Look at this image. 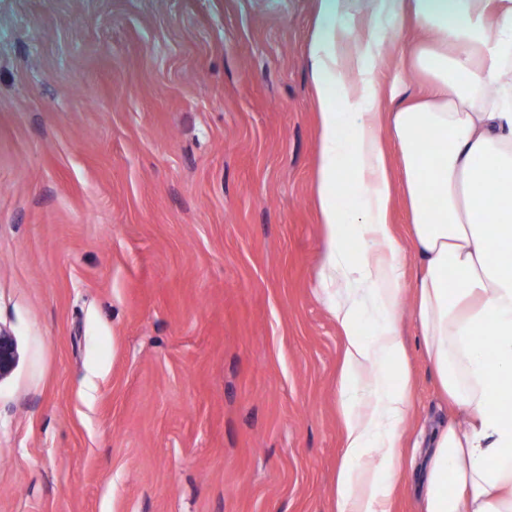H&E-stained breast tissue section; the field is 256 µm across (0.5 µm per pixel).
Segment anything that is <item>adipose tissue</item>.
Returning <instances> with one entry per match:
<instances>
[{"label":"adipose tissue","mask_w":512,"mask_h":512,"mask_svg":"<svg viewBox=\"0 0 512 512\" xmlns=\"http://www.w3.org/2000/svg\"><path fill=\"white\" fill-rule=\"evenodd\" d=\"M408 21L425 35L409 64L430 84L422 97L376 81ZM311 58L336 100L319 112L316 184L319 280L344 338L336 512H390L398 490L412 406L398 196L423 271L413 313L452 409L423 512H512V0H322Z\"/></svg>","instance_id":"obj_1"}]
</instances>
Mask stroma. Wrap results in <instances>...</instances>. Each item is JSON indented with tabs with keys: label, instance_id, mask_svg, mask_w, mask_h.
<instances>
[{
	"label": "stroma",
	"instance_id": "1",
	"mask_svg": "<svg viewBox=\"0 0 512 512\" xmlns=\"http://www.w3.org/2000/svg\"><path fill=\"white\" fill-rule=\"evenodd\" d=\"M321 0H0V512H335ZM417 32L393 31L381 81ZM414 405L449 417L406 254ZM20 358L17 340L12 331L0 324V381L16 368Z\"/></svg>",
	"mask_w": 512,
	"mask_h": 512
}]
</instances>
